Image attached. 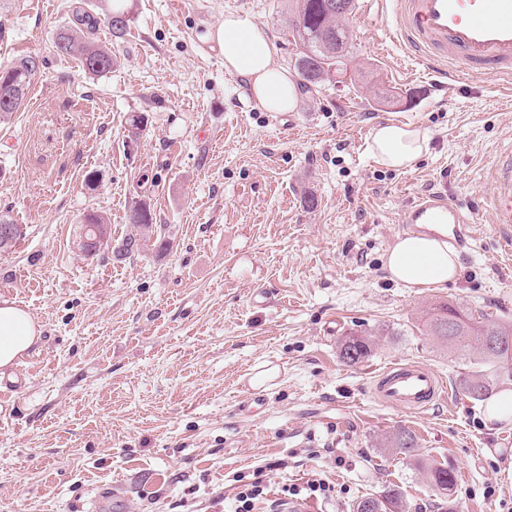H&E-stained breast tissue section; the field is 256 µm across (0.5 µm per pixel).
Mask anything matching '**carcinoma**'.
Returning a JSON list of instances; mask_svg holds the SVG:
<instances>
[{
	"label": "carcinoma",
	"mask_w": 512,
	"mask_h": 512,
	"mask_svg": "<svg viewBox=\"0 0 512 512\" xmlns=\"http://www.w3.org/2000/svg\"><path fill=\"white\" fill-rule=\"evenodd\" d=\"M333 0H293L290 8L285 39L296 46L293 65L304 72L306 83L321 87L332 82L337 74L339 59L349 60L353 55V38L346 24L348 16H339L331 7ZM75 24L57 33L56 48L62 54L79 57L83 69L93 74L112 70V54L94 44L90 34L100 24V18L85 10H77ZM39 57L26 55L6 68H0V122L10 118L24 104L26 94L40 71ZM128 222L136 228L123 242L120 254L138 252L141 242L155 232L152 214L144 205L134 206ZM455 333L448 334V326ZM428 335L459 352L474 350L478 357L472 370L460 380L464 394L476 401H483L493 392L504 375H512V322H484L472 313L450 303L434 308L426 320ZM375 348L370 336L352 334L340 342V355L349 365L367 359ZM386 447L393 448L409 461L416 460L417 442L405 428L396 430ZM427 482L440 494L451 497L456 479L453 470L443 465L423 467ZM353 512H407L401 489L386 487L376 496L366 497L353 506Z\"/></svg>",
	"instance_id": "1"
}]
</instances>
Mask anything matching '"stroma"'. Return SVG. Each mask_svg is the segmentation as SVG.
<instances>
[{
	"mask_svg": "<svg viewBox=\"0 0 512 512\" xmlns=\"http://www.w3.org/2000/svg\"><path fill=\"white\" fill-rule=\"evenodd\" d=\"M78 1L0 0V66L42 62L0 124V216L24 231L0 253V299L42 327L0 369V512H90L106 488L117 512H232L240 477L264 481V512L284 486L319 477L334 492L317 512H351L393 484L408 512H512V424L485 422L484 403L457 385L466 358L423 328L446 300L512 321V253L487 203L489 170L512 144V96L480 75L451 87L413 77L365 0L349 19L350 77L301 88L292 112L265 111L210 38L225 13L248 14L289 65L291 0H125L120 39L103 21L111 0H86L101 18L95 42L116 59L92 75L55 47ZM134 114L144 132L131 143ZM388 121L429 131L413 169L369 155ZM437 179L477 210L481 234L454 282L407 288L384 256ZM139 202L168 247L118 256ZM92 211L112 237L87 257L73 240ZM259 288L269 304H253ZM352 332L376 341L355 366L338 349ZM396 358L437 371L448 400L413 417L374 402L371 372ZM265 366L277 374L263 404L245 405ZM401 427L418 462L384 446ZM430 460L455 472L452 498L427 483Z\"/></svg>",
	"mask_w": 512,
	"mask_h": 512,
	"instance_id": "1",
	"label": "stroma"
}]
</instances>
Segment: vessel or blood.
<instances>
[{
	"label": "vessel or blood",
	"mask_w": 512,
	"mask_h": 512,
	"mask_svg": "<svg viewBox=\"0 0 512 512\" xmlns=\"http://www.w3.org/2000/svg\"><path fill=\"white\" fill-rule=\"evenodd\" d=\"M390 16L394 37L415 63L453 85L476 75L512 80V0H376ZM488 199L492 221L512 244V145L505 148L491 176ZM448 220V240L458 250H473L477 240L473 211L450 203L445 190L431 188L403 212L408 233L424 224ZM443 382L429 367L396 361L371 375L370 395L380 405L405 415L430 410L442 397Z\"/></svg>",
	"instance_id": "obj_1"
}]
</instances>
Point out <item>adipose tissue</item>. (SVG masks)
<instances>
[{"label": "adipose tissue", "instance_id": "ef3b65f1", "mask_svg": "<svg viewBox=\"0 0 512 512\" xmlns=\"http://www.w3.org/2000/svg\"><path fill=\"white\" fill-rule=\"evenodd\" d=\"M224 55L228 72L244 78L260 106L268 112L296 107L297 85L281 65L265 31L251 18L228 13L211 34ZM426 129L393 122L377 124L368 150L380 165L409 169L429 151ZM391 280L410 288L441 287L460 271L458 254L449 246L441 226L397 238L384 259ZM40 328L31 315L14 303L0 301V368L15 364L38 341Z\"/></svg>", "mask_w": 512, "mask_h": 512}]
</instances>
